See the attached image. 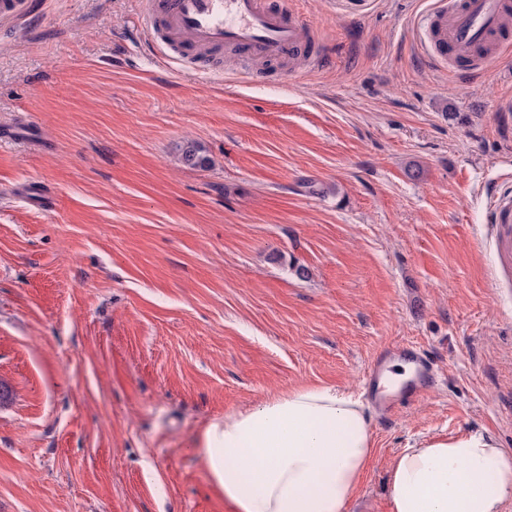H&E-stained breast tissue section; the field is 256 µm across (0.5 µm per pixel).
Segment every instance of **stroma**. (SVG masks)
I'll use <instances>...</instances> for the list:
<instances>
[{
	"instance_id": "1",
	"label": "stroma",
	"mask_w": 512,
	"mask_h": 512,
	"mask_svg": "<svg viewBox=\"0 0 512 512\" xmlns=\"http://www.w3.org/2000/svg\"><path fill=\"white\" fill-rule=\"evenodd\" d=\"M433 2L288 0L333 53L299 74L173 62L140 0L0 18V512H235L205 427L298 386L363 394L397 341L436 381L369 408L348 512H390L415 441L512 451V227L486 221L512 58L434 63Z\"/></svg>"
}]
</instances>
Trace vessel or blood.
<instances>
[{
  "label": "vessel or blood",
  "instance_id": "1",
  "mask_svg": "<svg viewBox=\"0 0 512 512\" xmlns=\"http://www.w3.org/2000/svg\"><path fill=\"white\" fill-rule=\"evenodd\" d=\"M512 0H436L425 22L432 56L441 63L464 55L472 47L492 41L507 19ZM142 21L147 28L161 26L165 48L213 51L231 47L263 57L286 58L300 45L315 40V31L302 24L285 0H159L146 5ZM489 221L512 224V188L492 191ZM396 359L410 364L412 374L397 392L381 387L388 364ZM432 379V366L422 349L395 343L382 349L365 374V389L373 403L389 410L399 403L422 398Z\"/></svg>",
  "mask_w": 512,
  "mask_h": 512
}]
</instances>
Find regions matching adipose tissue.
<instances>
[{"label": "adipose tissue", "mask_w": 512, "mask_h": 512, "mask_svg": "<svg viewBox=\"0 0 512 512\" xmlns=\"http://www.w3.org/2000/svg\"><path fill=\"white\" fill-rule=\"evenodd\" d=\"M236 512H347L371 458L361 398L301 387L211 422L199 439ZM391 512H504L512 452L471 431L403 448L390 470Z\"/></svg>", "instance_id": "1"}]
</instances>
